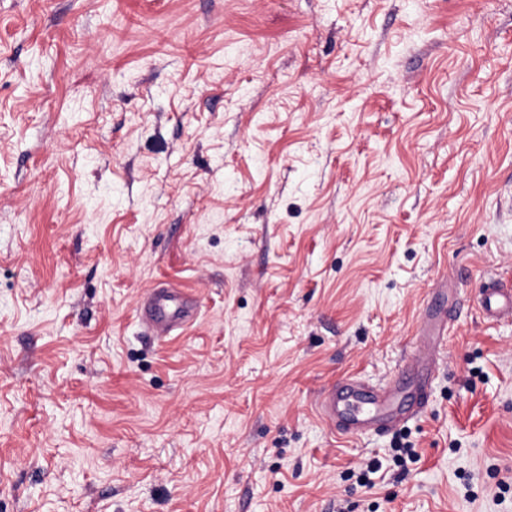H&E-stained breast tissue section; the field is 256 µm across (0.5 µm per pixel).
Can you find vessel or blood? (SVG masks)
Listing matches in <instances>:
<instances>
[{
    "label": "vessel or blood",
    "instance_id": "b4317fda",
    "mask_svg": "<svg viewBox=\"0 0 512 512\" xmlns=\"http://www.w3.org/2000/svg\"><path fill=\"white\" fill-rule=\"evenodd\" d=\"M480 306L487 320L512 319V283L491 277L480 290ZM140 321L156 336L182 329L194 309L178 301L173 288L150 286L140 303ZM448 331L446 312L427 309L420 323V343L404 365L414 375L412 382L395 377L381 387L345 379L329 386L320 396L321 416L332 428L350 435L384 433L399 422L419 415L427 402L438 348Z\"/></svg>",
    "mask_w": 512,
    "mask_h": 512
}]
</instances>
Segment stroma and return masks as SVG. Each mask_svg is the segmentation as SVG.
Segmentation results:
<instances>
[{
  "label": "stroma",
  "instance_id": "35a3bbf8",
  "mask_svg": "<svg viewBox=\"0 0 512 512\" xmlns=\"http://www.w3.org/2000/svg\"><path fill=\"white\" fill-rule=\"evenodd\" d=\"M501 270L512 0H0V512H512ZM441 288L422 413L332 431ZM480 306L489 321L507 317L512 321V283L488 278L480 289ZM194 308L177 302L173 288L150 286L140 303V321L154 336H168L194 317Z\"/></svg>",
  "mask_w": 512,
  "mask_h": 512
}]
</instances>
